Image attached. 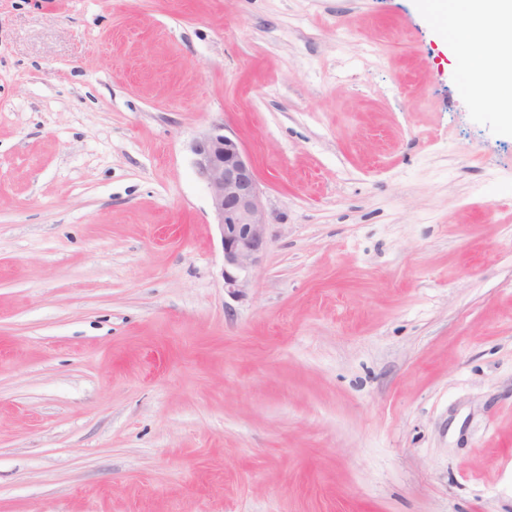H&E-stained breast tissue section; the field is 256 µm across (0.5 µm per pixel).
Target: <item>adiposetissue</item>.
Segmentation results:
<instances>
[{
    "mask_svg": "<svg viewBox=\"0 0 512 512\" xmlns=\"http://www.w3.org/2000/svg\"><path fill=\"white\" fill-rule=\"evenodd\" d=\"M439 11L453 17L467 18L470 28L455 39L458 64L470 76L475 92H482L487 82H494L492 95L495 111L505 123H512V0H439ZM493 19L495 27L486 30L484 19ZM492 32L495 48H488L483 36Z\"/></svg>",
    "mask_w": 512,
    "mask_h": 512,
    "instance_id": "ef3b65f1",
    "label": "adipose tissue"
}]
</instances>
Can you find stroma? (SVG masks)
I'll return each instance as SVG.
<instances>
[{"label":"stroma","instance_id":"obj_1","mask_svg":"<svg viewBox=\"0 0 512 512\" xmlns=\"http://www.w3.org/2000/svg\"><path fill=\"white\" fill-rule=\"evenodd\" d=\"M434 0H0V512H512V128ZM253 158L224 286L191 144Z\"/></svg>","mask_w":512,"mask_h":512}]
</instances>
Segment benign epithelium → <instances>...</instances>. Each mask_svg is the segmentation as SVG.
Instances as JSON below:
<instances>
[{"instance_id":"1","label":"benign epithelium","mask_w":512,"mask_h":512,"mask_svg":"<svg viewBox=\"0 0 512 512\" xmlns=\"http://www.w3.org/2000/svg\"><path fill=\"white\" fill-rule=\"evenodd\" d=\"M194 166L204 182L224 253V287L238 286V273L259 262L267 245V219L255 164L240 139L222 124L196 138Z\"/></svg>"}]
</instances>
